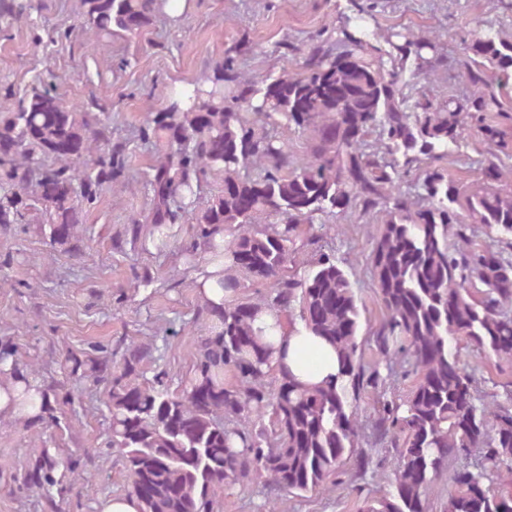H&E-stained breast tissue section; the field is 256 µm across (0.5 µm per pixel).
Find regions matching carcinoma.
<instances>
[{"instance_id":"carcinoma-1","label":"carcinoma","mask_w":512,"mask_h":512,"mask_svg":"<svg viewBox=\"0 0 512 512\" xmlns=\"http://www.w3.org/2000/svg\"><path fill=\"white\" fill-rule=\"evenodd\" d=\"M165 0H82L97 34L130 35L150 25ZM31 4L0 0V22L21 17ZM338 52L312 46L295 72L256 76L238 68L236 42L224 63L149 120L162 153L149 185L154 212L150 235L166 236L179 214L194 224L190 251L224 261V288L246 276L270 284L254 302L202 308L204 328L185 388L169 390L165 373L146 378L150 354L132 344L121 366L106 357L68 356L67 375L105 386L108 447L116 450L138 512H219L218 491L261 483L272 491L319 492L342 482L359 438L353 411L364 385L377 386L376 367L364 362L360 309L346 271L321 253L307 274L289 270L299 227L356 207L382 213L372 251L377 292L386 316L374 336L378 355L401 364L416 383L406 401H384L376 431L399 466L392 490L366 501L362 512H428L433 483L459 448H479L477 471L454 473L447 512H512V490L487 481L512 467V409L474 403L472 379L461 364L466 342L512 366V260L472 239L479 224L489 238L512 244V190L502 186L512 159L498 119L512 112V36L474 34L455 58L464 94L404 92L407 62L432 70L439 46L408 30L349 20L336 30ZM390 49H385L384 45ZM285 120L310 136L306 157L259 132ZM488 141L483 177L463 183L437 166L459 147L468 129ZM375 141H370V137ZM52 163H45V159ZM426 163L417 192L398 191L402 174ZM123 155L92 128L89 113L65 106L49 89H34L0 118V224L22 222L26 198L45 204L40 230L65 250L78 247L84 207L120 176ZM224 175L222 194L197 206L211 174ZM265 216L274 222L254 228ZM308 331L335 350L340 370L320 386L271 376L272 345L252 323L262 308L294 306ZM229 375L233 382H224ZM20 384L11 401L15 421L56 420L74 403L73 391L39 383L21 367L13 346H0V383ZM268 416V422L252 417ZM58 460L45 451L26 482L56 484Z\"/></svg>"}]
</instances>
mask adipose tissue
Segmentation results:
<instances>
[{"mask_svg":"<svg viewBox=\"0 0 512 512\" xmlns=\"http://www.w3.org/2000/svg\"><path fill=\"white\" fill-rule=\"evenodd\" d=\"M254 329L274 328L273 365L278 374H289L301 383L319 384L336 375L338 365L328 357L329 347L312 336L303 323H288L280 312L261 310Z\"/></svg>","mask_w":512,"mask_h":512,"instance_id":"adipose-tissue-1","label":"adipose tissue"}]
</instances>
